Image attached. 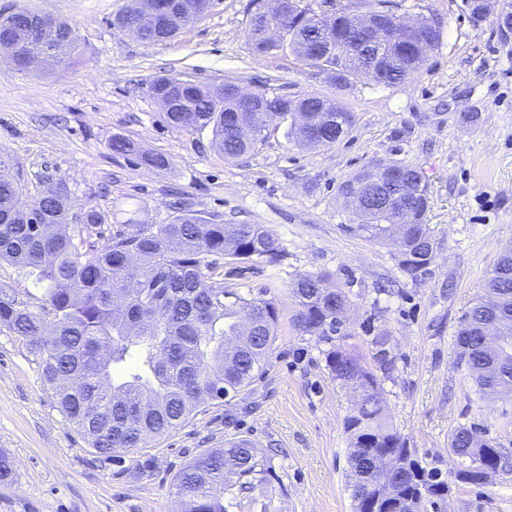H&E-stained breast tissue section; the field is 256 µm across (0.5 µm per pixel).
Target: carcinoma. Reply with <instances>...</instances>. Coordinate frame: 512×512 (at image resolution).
Listing matches in <instances>:
<instances>
[{
	"label": "carcinoma",
	"mask_w": 512,
	"mask_h": 512,
	"mask_svg": "<svg viewBox=\"0 0 512 512\" xmlns=\"http://www.w3.org/2000/svg\"><path fill=\"white\" fill-rule=\"evenodd\" d=\"M210 0H174L169 32L144 31L145 39L162 42L176 36L204 15ZM287 43L262 45L249 33L258 54L297 52L302 30L283 17ZM69 32L73 50L81 36L68 23L51 19L42 33L31 32L24 49L37 51L59 30ZM324 60V67L351 69L341 47ZM424 56L400 53L388 64L383 79H395L409 65L419 67ZM153 94L168 96L179 111L166 113L178 129L212 127L224 158L238 160L263 139L240 140L234 132L241 113L228 96L211 88L163 77L151 84ZM330 99L312 95L309 118L318 122L331 116L323 111ZM292 100L265 96L264 111L253 112L263 124L273 116L290 120V135L308 149H325L341 135L325 128L323 140L300 138ZM112 152L137 154L142 164L165 168L162 154L136 152L131 142L114 138ZM22 184L9 160L0 157V262L21 269L29 287L7 292L0 289V326L21 337L39 358L45 381L55 393L62 414L90 440L100 454L136 448L148 437L161 436L184 424L192 412L212 400L238 393L262 371L272 349L279 320L274 301L255 298L212 281L216 259L231 263L261 264L276 268L284 257L274 232L263 224H214L188 211L169 224H130L128 231L112 236L97 248L93 234L104 217L87 211L82 224H72L66 198L46 187L22 213L15 206ZM404 224L409 241L400 265L413 277L427 272L433 245L425 215L429 197L408 203ZM348 232L372 240L390 237L392 225L378 213L364 216L360 224H347ZM485 288L498 289L504 303L490 310L475 303L456 332L454 345L459 363L466 366L482 395H497L512 386V247L503 249ZM295 303L292 327L316 336L329 369L361 397L345 419L348 433L349 480L353 512H366L363 493L381 477L373 470L372 453L401 437L388 406L379 393L378 376L362 357L336 345L334 314L348 303L343 289L322 274H307L290 288ZM496 324L502 347L484 344L483 327ZM452 452L469 458L471 467L482 464L475 483L482 484L506 464L500 445L461 426L449 442ZM415 470L399 468L383 489L377 512H421L416 479L431 486L444 485L439 472L412 459ZM265 460L246 440L207 450L189 462L176 477L181 512H227L224 489L239 493L254 490L268 480Z\"/></svg>",
	"instance_id": "obj_1"
}]
</instances>
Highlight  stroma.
I'll use <instances>...</instances> for the list:
<instances>
[{
	"instance_id": "35a3bbf8",
	"label": "stroma",
	"mask_w": 512,
	"mask_h": 512,
	"mask_svg": "<svg viewBox=\"0 0 512 512\" xmlns=\"http://www.w3.org/2000/svg\"><path fill=\"white\" fill-rule=\"evenodd\" d=\"M388 2L398 16L437 20L439 45L398 84L360 78L339 88L292 52L255 53L251 0H211L200 21L156 43L113 27L129 0H0V13L50 14L84 42L62 72L20 73L0 53V156L13 164L24 200L61 182L71 212L103 215V235L192 210L218 224L266 225L284 251L273 270L227 264L213 274L224 287L274 299L279 325L264 374L129 450L91 448L60 412L27 342L0 328V453L14 474L0 481V512H176V475L233 438L250 440L273 478L249 496L226 491L230 512H353L344 419L355 397L328 369L323 343L291 325L288 287L306 274L329 275L347 293L346 350L371 359L372 339L386 336L382 397L408 447L450 480L446 512H512V466L483 485L460 483L463 460L448 447L456 428L475 425L512 452V397L480 395L454 346L512 245V37L498 27L512 0H491L478 23L469 0ZM161 76L318 94L355 122L331 147L311 150L277 120L251 154L228 161L212 130L168 124L150 90ZM116 137L165 155L168 167L114 154ZM379 162L412 165L427 186L434 258L425 275L404 272L392 242L346 230L356 218L338 187Z\"/></svg>"
}]
</instances>
